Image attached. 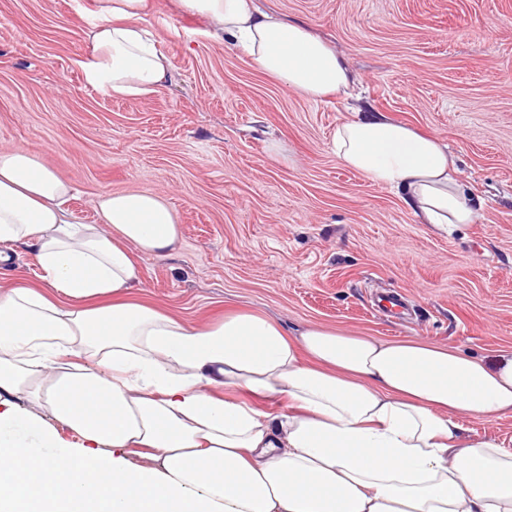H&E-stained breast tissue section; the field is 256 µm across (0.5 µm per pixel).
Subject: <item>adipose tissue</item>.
I'll return each mask as SVG.
<instances>
[{
	"instance_id": "adipose-tissue-1",
	"label": "adipose tissue",
	"mask_w": 512,
	"mask_h": 512,
	"mask_svg": "<svg viewBox=\"0 0 512 512\" xmlns=\"http://www.w3.org/2000/svg\"><path fill=\"white\" fill-rule=\"evenodd\" d=\"M172 3L303 98L353 84L341 53L257 0ZM156 9L98 0L86 85L138 99L170 83L143 25ZM331 151L422 223L478 219L440 138L360 109ZM72 197L38 155L0 149V243L31 248L42 270L40 284L0 289V512H512V450L463 425L512 416V354L292 331L257 311L198 326L125 301L135 254L176 248L175 211L157 194L105 192L86 224ZM141 449L151 465L130 462Z\"/></svg>"
}]
</instances>
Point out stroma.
Segmentation results:
<instances>
[{
    "instance_id": "1",
    "label": "stroma",
    "mask_w": 512,
    "mask_h": 512,
    "mask_svg": "<svg viewBox=\"0 0 512 512\" xmlns=\"http://www.w3.org/2000/svg\"><path fill=\"white\" fill-rule=\"evenodd\" d=\"M311 24L357 79L351 98L299 97L203 19L167 0L146 28L175 79L114 99L87 87L96 0H0V146L71 182L85 222L104 192L163 194L182 236L138 258L137 298L193 323L263 312L488 361L512 351V0H259ZM365 105L447 142L482 200L478 223H419L395 193L329 151ZM405 298L406 309L382 307Z\"/></svg>"
}]
</instances>
